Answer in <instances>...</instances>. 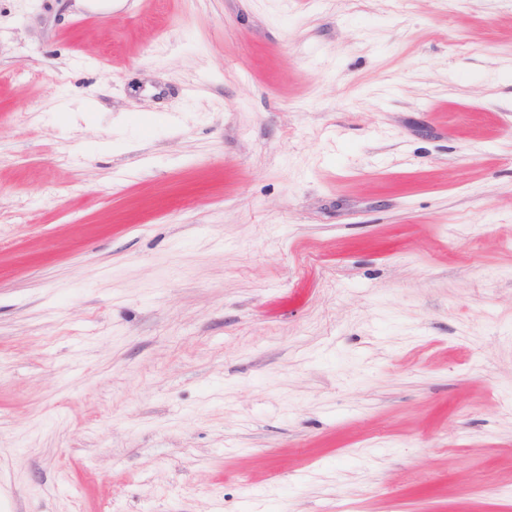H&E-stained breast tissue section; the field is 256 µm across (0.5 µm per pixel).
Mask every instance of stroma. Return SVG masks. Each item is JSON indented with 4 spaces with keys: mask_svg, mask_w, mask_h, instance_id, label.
I'll use <instances>...</instances> for the list:
<instances>
[{
    "mask_svg": "<svg viewBox=\"0 0 512 512\" xmlns=\"http://www.w3.org/2000/svg\"><path fill=\"white\" fill-rule=\"evenodd\" d=\"M0 512H512V0H0Z\"/></svg>",
    "mask_w": 512,
    "mask_h": 512,
    "instance_id": "stroma-1",
    "label": "stroma"
}]
</instances>
